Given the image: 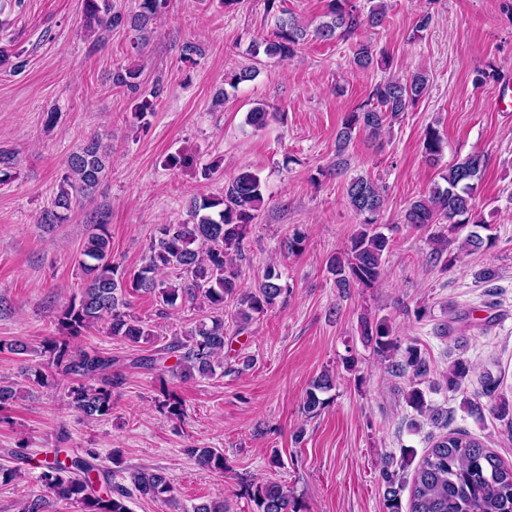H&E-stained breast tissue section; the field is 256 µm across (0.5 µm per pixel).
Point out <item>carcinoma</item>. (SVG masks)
<instances>
[{"mask_svg":"<svg viewBox=\"0 0 512 512\" xmlns=\"http://www.w3.org/2000/svg\"><path fill=\"white\" fill-rule=\"evenodd\" d=\"M265 0L266 11L279 12L273 34L251 46L252 55L264 54L279 62L291 58L310 34L323 40L349 36L367 27H377L385 18V5L378 2L365 11L354 0H328L326 20L309 31L294 14ZM84 31L93 36L99 31L126 27L134 32L131 47L139 45L157 29L167 0H138L137 10L123 13L113 9L112 0H83ZM387 57L374 47L359 42L353 52V63L367 69ZM26 65L24 50L0 48V69L17 71ZM140 71L134 66L112 73V83L125 89L134 101L132 116L137 122L155 112L161 81H156L153 95H139ZM429 77L416 71L405 78L388 77L376 83L368 99L348 113L336 135V169L344 166L343 155L353 136L363 133L377 138L383 129L403 117L428 92ZM276 114L259 103L246 115V123L255 129L265 127ZM426 163L436 166L443 155V139L437 129L426 130L423 140ZM111 163V154L94 135L72 152L66 161V172L54 197L52 207L44 212L43 224L63 221L72 206L91 196L100 186ZM17 164L16 154L0 148V183L10 179ZM485 155L474 152L448 165L442 174L444 184H433L424 195L409 203L403 223L429 232L431 258L442 263V269L453 266V260H442L448 250V235H458L471 221L475 209V193L484 174ZM346 200L361 218L359 229L351 236L346 250L328 261V272L334 276L339 295L345 297L354 288H370L381 278L391 243L380 230L378 216L385 205V190L378 182L357 176L346 186ZM264 204L263 185L258 174L240 170L224 182V190L214 196H193L186 204L187 219L176 224H159L150 238L145 263L136 272L126 274L112 259L111 236L103 224L95 225L82 252L80 268L84 276L79 301L71 303L57 316L62 335L41 343L40 354L46 362L26 370L30 386L49 388L57 379L69 381L67 405L87 421L101 420L112 414V389L124 380L116 359L96 349H79L72 340L83 331L108 323L110 335L130 345L147 343L153 336L151 326L134 316L127 295L145 293L159 305L173 309L185 303L208 310L206 317L181 335L146 356L132 359L131 365L168 374L182 381L224 375L225 347L230 337L224 328V303H236V330L240 333L256 317L284 301L287 288L281 284L279 266H268L261 281L244 290L240 283V262L247 251L246 229ZM306 228L293 226L283 241L287 255L304 251ZM495 246V238L468 232L460 250L469 254L487 251ZM364 343L391 360L389 369L396 375L411 374L418 379L428 375V361L413 345L399 351L392 327L385 320H366L361 326ZM173 364H168L170 359ZM471 365L458 358L448 367L445 382L450 392L460 391L470 376ZM334 379L328 372L317 377L307 390L302 410L315 416L324 406L320 394L332 389ZM481 394L486 404L467 401L472 415L488 411L496 420L512 428V399L501 391V379L490 373L482 376ZM406 402L421 416L437 426H448L445 411L428 403L425 392L413 386ZM161 408L170 419H182V402L166 395ZM187 454L202 469L224 472V453L216 448L191 447ZM412 450H403L400 464L392 468L387 462L382 469L385 512H512V463L505 462L481 440L464 430L449 432L435 440L419 460L411 476L405 469ZM41 493H31L20 503L19 512H51L55 502L76 503L81 512H129L126 500L129 490L109 479L110 470L102 465L95 448H79L73 452L56 448L37 464ZM131 483L140 496L162 502L172 501L173 486L166 471L141 469L131 475ZM410 486L408 504H402L401 493ZM248 496L256 512H298V504L288 488L277 481L252 483Z\"/></svg>","mask_w":512,"mask_h":512,"instance_id":"obj_1","label":"carcinoma"}]
</instances>
